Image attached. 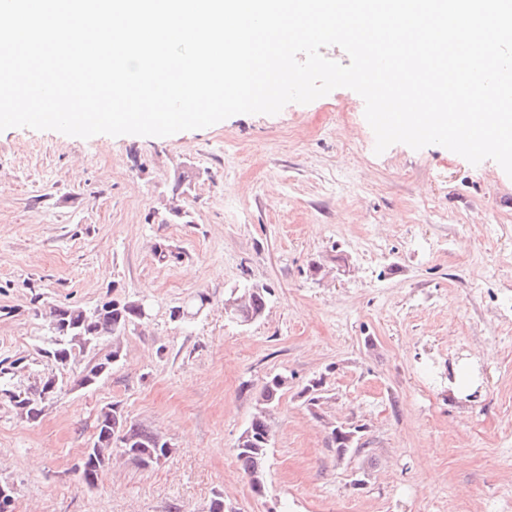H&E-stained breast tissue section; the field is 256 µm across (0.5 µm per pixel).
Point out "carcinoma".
Listing matches in <instances>:
<instances>
[{
    "label": "carcinoma",
    "mask_w": 512,
    "mask_h": 512,
    "mask_svg": "<svg viewBox=\"0 0 512 512\" xmlns=\"http://www.w3.org/2000/svg\"><path fill=\"white\" fill-rule=\"evenodd\" d=\"M268 296L269 292L262 286L251 289L246 313L252 321L255 322L264 316L268 307ZM56 318L57 311L49 309L50 335L47 338V349L63 358H72L74 354L69 340L59 335L53 327ZM136 322V302L128 301L122 303L120 308L112 310V316L94 325L96 336L93 340L98 342L109 334L113 335L112 354L95 358L93 363L87 364L84 381L94 383L105 367L120 359L121 347L114 331L118 328L124 330ZM20 362L19 358L13 361L0 360V394L14 392L21 396V402L25 404V416L34 422L42 416L46 407L43 398L46 381L39 380V387L18 386L15 377L19 373ZM287 388L288 378L281 375H275L264 383L257 397L256 412L236 441L237 462L248 477L252 490L258 494L266 489V465L270 446V426L266 410L280 402ZM116 449L122 457L144 469L158 465L160 460L173 452V449L167 447V439L163 434L128 420L118 406L112 404L100 410L95 440L84 452L85 461L81 464L79 473L81 481L86 486H95L99 472L105 467V464L95 462V457L100 455L108 461Z\"/></svg>",
    "instance_id": "1"
}]
</instances>
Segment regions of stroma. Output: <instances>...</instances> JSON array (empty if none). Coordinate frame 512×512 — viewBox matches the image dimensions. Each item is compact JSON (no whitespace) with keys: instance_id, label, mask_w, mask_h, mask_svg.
<instances>
[{"instance_id":"35a3bbf8","label":"stroma","mask_w":512,"mask_h":512,"mask_svg":"<svg viewBox=\"0 0 512 512\" xmlns=\"http://www.w3.org/2000/svg\"><path fill=\"white\" fill-rule=\"evenodd\" d=\"M374 147L347 88L167 137L0 132V359L26 357V386L48 372L49 305L152 307L96 386L34 422L0 402L14 512H207L218 493L237 512H512V177ZM252 285L271 297L244 325L224 296ZM473 357L480 387L453 398L448 367ZM277 373L260 497L234 448ZM112 404L174 450L90 488L76 467ZM331 422L363 426V449L337 453Z\"/></svg>"}]
</instances>
